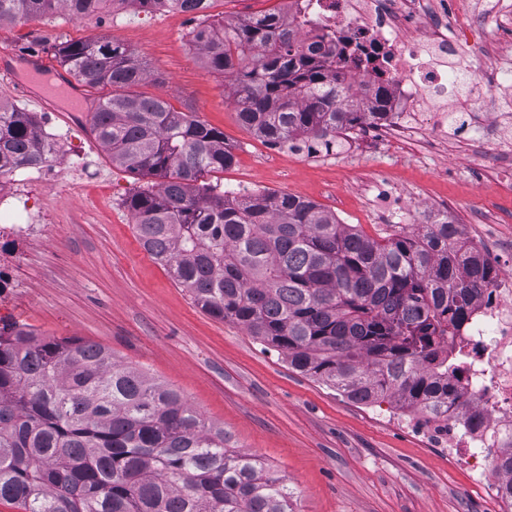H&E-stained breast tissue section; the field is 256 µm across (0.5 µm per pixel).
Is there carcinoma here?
Instances as JSON below:
<instances>
[{
    "label": "carcinoma",
    "instance_id": "cac0c4a2",
    "mask_svg": "<svg viewBox=\"0 0 512 512\" xmlns=\"http://www.w3.org/2000/svg\"><path fill=\"white\" fill-rule=\"evenodd\" d=\"M119 1L146 11L203 12L192 43L232 80L243 125L272 146L342 150L345 134L387 118L389 93L355 91L322 46L290 38L272 19L208 25L210 0H0V24L64 5L76 17ZM77 82L107 91L92 129L112 162L159 181L126 200L143 247L207 314L236 323L288 365L371 405L466 419L456 379L461 336L488 259L452 238L456 220L380 240L316 203L275 192L200 194L234 162L224 132L134 91L138 57L116 41L64 42ZM28 112L0 102V176L52 158ZM457 341L448 350L442 342ZM512 507V447L488 449ZM20 512H294L286 478L228 447L174 389L121 364L105 347L0 323V504Z\"/></svg>",
    "mask_w": 512,
    "mask_h": 512
}]
</instances>
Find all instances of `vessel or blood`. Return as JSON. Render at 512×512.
Listing matches in <instances>:
<instances>
[{
  "mask_svg": "<svg viewBox=\"0 0 512 512\" xmlns=\"http://www.w3.org/2000/svg\"><path fill=\"white\" fill-rule=\"evenodd\" d=\"M0 79L11 81L17 93L29 96L47 112L59 111V96L63 93L71 98L72 111L91 112L95 109L94 100L76 89L67 73H48L42 57L38 55L0 54Z\"/></svg>",
  "mask_w": 512,
  "mask_h": 512,
  "instance_id": "vessel-or-blood-1",
  "label": "vessel or blood"
}]
</instances>
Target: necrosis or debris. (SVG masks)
<instances>
[{"label":"necrosis or debris","mask_w":512,"mask_h":512,"mask_svg":"<svg viewBox=\"0 0 512 512\" xmlns=\"http://www.w3.org/2000/svg\"><path fill=\"white\" fill-rule=\"evenodd\" d=\"M435 0H275L272 10L282 26L305 43L323 34L342 37L374 55L372 65L350 67L356 85L383 84L390 91L391 125L375 129L371 139L403 145L418 132L444 134L449 113L460 101L447 59L456 52L452 32L471 27L473 13L442 17ZM25 180L0 187V218L10 221L20 237H47L53 227L40 223L28 205ZM476 354L461 378L465 406L476 415L477 429L457 423L417 421L416 429L433 446L468 449L480 480L493 482L497 473L482 468L488 446L512 444V276L498 273L465 325Z\"/></svg>","instance_id":"obj_1"}]
</instances>
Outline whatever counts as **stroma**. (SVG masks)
<instances>
[{
  "label": "stroma",
  "mask_w": 512,
  "mask_h": 512,
  "mask_svg": "<svg viewBox=\"0 0 512 512\" xmlns=\"http://www.w3.org/2000/svg\"><path fill=\"white\" fill-rule=\"evenodd\" d=\"M192 29L175 11L131 6L85 18L65 10L0 25V52L58 65L60 43L124 44L144 63L140 90L223 131L233 164L206 176L217 192L269 191L310 199L379 239L420 223L437 200L453 203L461 234L478 236L499 270H512V149L488 155L498 124L512 125V82L488 89L471 51L498 40L491 20L463 31L473 92L488 95L494 122L467 141L424 133L405 147H364L354 130L342 152L308 154L272 146L237 115L230 80L191 47ZM0 100L32 115L57 144L55 177L27 169L33 203L55 238H0L10 289L0 318L41 334L94 341L117 360L169 384L230 445L285 475L296 512H507L472 468L393 422L384 402L365 406L289 367L241 326L198 308L142 246L125 206L149 178L113 165L87 112H45L0 83Z\"/></svg>",
  "instance_id": "35a3bbf8"
}]
</instances>
